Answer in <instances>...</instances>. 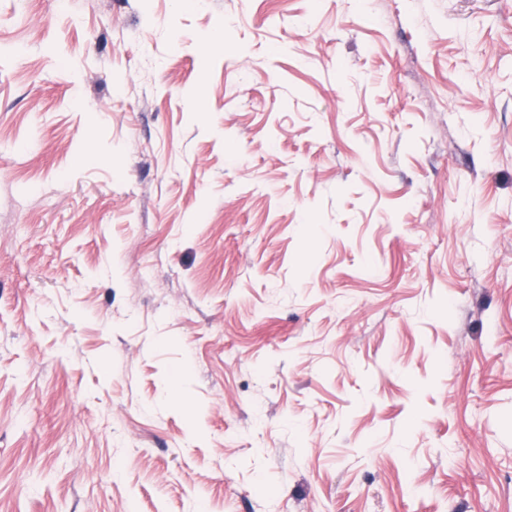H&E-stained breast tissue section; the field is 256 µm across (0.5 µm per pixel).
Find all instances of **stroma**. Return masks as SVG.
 I'll use <instances>...</instances> for the list:
<instances>
[{"label":"stroma","instance_id":"stroma-1","mask_svg":"<svg viewBox=\"0 0 512 512\" xmlns=\"http://www.w3.org/2000/svg\"><path fill=\"white\" fill-rule=\"evenodd\" d=\"M0 512H512V0H0Z\"/></svg>","mask_w":512,"mask_h":512}]
</instances>
